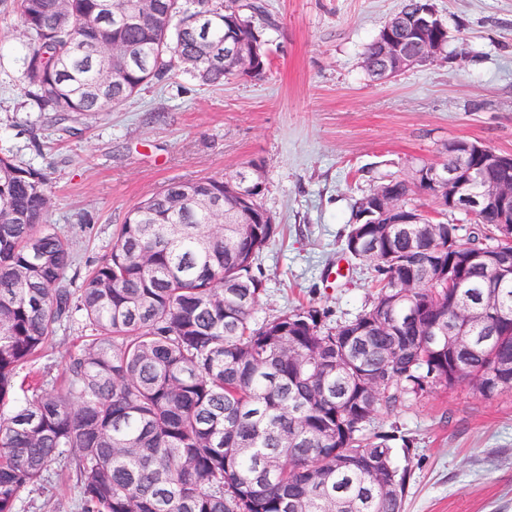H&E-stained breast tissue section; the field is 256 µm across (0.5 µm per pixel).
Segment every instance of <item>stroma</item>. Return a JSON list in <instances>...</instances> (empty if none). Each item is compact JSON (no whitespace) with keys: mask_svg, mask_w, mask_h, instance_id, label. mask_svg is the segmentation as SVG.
I'll return each instance as SVG.
<instances>
[{"mask_svg":"<svg viewBox=\"0 0 512 512\" xmlns=\"http://www.w3.org/2000/svg\"><path fill=\"white\" fill-rule=\"evenodd\" d=\"M260 2L266 75L212 88L180 74L74 135L25 97L23 23L16 0H0V152L47 174V221L84 268L170 181L259 164L279 232L254 263L264 291L253 319L312 304L333 327L377 293L372 264L344 251L359 198L445 161L455 140L512 154V0H431L448 30L443 55L384 82L364 53L404 0ZM370 428L413 442L404 512H512V392L485 399L464 383L439 386L380 410ZM69 486L53 474L44 491L23 493L26 512H73Z\"/></svg>","mask_w":512,"mask_h":512,"instance_id":"stroma-1","label":"stroma"}]
</instances>
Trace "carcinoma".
Returning <instances> with one entry per match:
<instances>
[{
	"instance_id": "obj_1",
	"label": "carcinoma",
	"mask_w": 512,
	"mask_h": 512,
	"mask_svg": "<svg viewBox=\"0 0 512 512\" xmlns=\"http://www.w3.org/2000/svg\"><path fill=\"white\" fill-rule=\"evenodd\" d=\"M102 2L17 0L38 111L82 125L177 64L203 85L238 76L224 53L237 0H152L162 22L135 28L118 15L140 0ZM392 35L400 26L367 46L370 68L385 67ZM406 36L410 52L448 43L444 27ZM127 46L137 54L112 64ZM234 180L169 182L81 277L73 243L46 223L47 175L0 154V512H19L21 493L56 467L72 475L79 512H403L410 470L396 448L410 441L369 430L379 408L478 373L483 397L512 391L497 382L512 379V277L467 265L487 244L512 253L495 212L466 236L457 224L351 223L345 250L373 264L376 300L332 328L312 305L255 324L253 265L277 225L247 223L262 205L240 201ZM386 188L404 202L415 193L405 178ZM217 193L221 211L207 205ZM367 238L375 251L353 249ZM490 290L493 325L449 350L454 307ZM76 324L84 334L60 376L19 379Z\"/></svg>"
}]
</instances>
